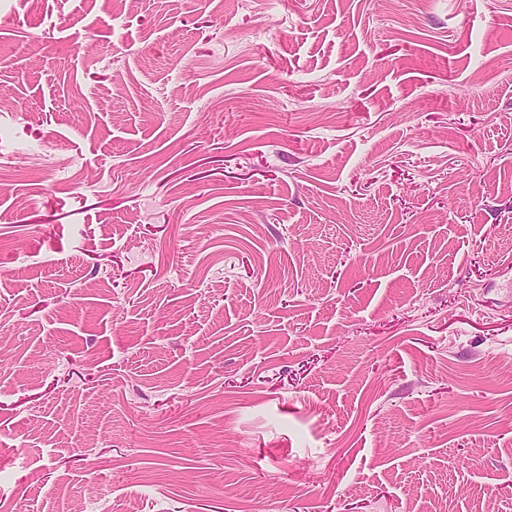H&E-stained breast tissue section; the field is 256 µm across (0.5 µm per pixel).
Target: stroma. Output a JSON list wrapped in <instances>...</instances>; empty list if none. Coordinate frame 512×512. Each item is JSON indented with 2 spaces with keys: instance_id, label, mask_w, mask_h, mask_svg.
<instances>
[{
  "instance_id": "obj_1",
  "label": "stroma",
  "mask_w": 512,
  "mask_h": 512,
  "mask_svg": "<svg viewBox=\"0 0 512 512\" xmlns=\"http://www.w3.org/2000/svg\"><path fill=\"white\" fill-rule=\"evenodd\" d=\"M512 512V0H0V512Z\"/></svg>"
}]
</instances>
